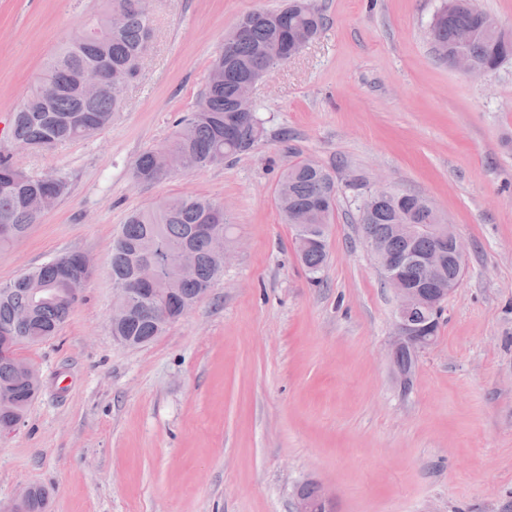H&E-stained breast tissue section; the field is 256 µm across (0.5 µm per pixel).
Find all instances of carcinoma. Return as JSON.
<instances>
[{"label":"carcinoma","instance_id":"carcinoma-1","mask_svg":"<svg viewBox=\"0 0 512 512\" xmlns=\"http://www.w3.org/2000/svg\"><path fill=\"white\" fill-rule=\"evenodd\" d=\"M101 7L75 37L62 43L47 61L31 93L11 116L8 144L0 147V245L24 237L41 214L68 195V180L55 175L42 179L28 174L14 159L15 142L34 150L89 138L112 124L123 107V98L106 88L86 95L83 75L88 69L112 73V85L123 88L140 79L138 66L142 51L153 37L148 0H100ZM324 18L309 0H289L275 11H254L244 15L237 27L248 30L244 39L232 34L215 58L211 70L219 79L207 81L197 108L183 117L170 139L135 159L132 178L139 183L160 182L169 177L162 171L158 153L170 150L183 161V173L190 174L251 149L263 136L259 119L235 111L242 82L251 73L286 63L271 55L278 41L301 35L313 40L323 28ZM469 30L467 46L472 62L495 70L512 59V30L490 14L476 8L472 0H442L429 29V40L446 54L440 60L450 64L456 50V36ZM336 183L328 170L302 159L280 176L277 196L288 200L282 210L287 224L308 226L309 242L296 246L298 257L312 279L319 283L327 263V228L336 201ZM363 237L373 239L379 250L392 254L413 249L425 253L432 247L421 234L413 241L400 236L394 225L409 214L414 224H436L439 212L426 198L392 190L386 197L361 195L358 205ZM228 232L224 206L209 199L180 196L163 199L132 212L112 242V277L118 288L133 278L143 261L160 267L159 280L145 287L131 300L128 313L112 323V335L121 343L147 344L162 335L199 300L201 289L214 284L224 273L217 242ZM196 255L192 274L173 270V259L183 248ZM91 271L84 256L69 253L54 257L41 266L0 285V345L10 353H0V391L11 394L14 405L0 412V427L22 421L38 396L42 381L21 373L22 350L54 337L81 300ZM430 300L419 304L411 321L431 332ZM42 489L30 488L24 512H45Z\"/></svg>","mask_w":512,"mask_h":512}]
</instances>
